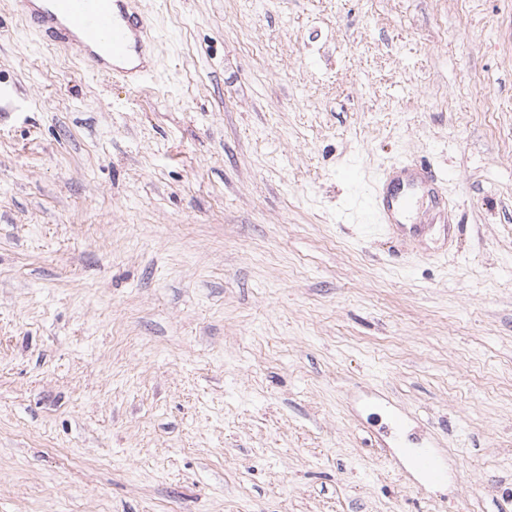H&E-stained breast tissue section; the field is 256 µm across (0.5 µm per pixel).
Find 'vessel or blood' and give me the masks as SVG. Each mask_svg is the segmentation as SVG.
<instances>
[{"label":"vessel or blood","mask_w":512,"mask_h":512,"mask_svg":"<svg viewBox=\"0 0 512 512\" xmlns=\"http://www.w3.org/2000/svg\"><path fill=\"white\" fill-rule=\"evenodd\" d=\"M31 0H13L17 13L29 14V26L41 39L63 45L80 57L93 72L130 83L132 89L147 84L153 71L132 64V56H144L153 41L151 25L144 15L130 12L123 0H49L46 9L30 10ZM444 172L430 162H393L378 173L366 204L369 223L379 225L389 237L419 241L423 225L407 223L421 193L442 196ZM416 469L430 484L447 481L442 457L429 448L413 449Z\"/></svg>","instance_id":"b4317fda"}]
</instances>
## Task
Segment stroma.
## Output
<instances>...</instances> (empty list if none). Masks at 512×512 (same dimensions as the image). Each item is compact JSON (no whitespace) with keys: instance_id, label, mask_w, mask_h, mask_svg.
Returning a JSON list of instances; mask_svg holds the SVG:
<instances>
[{"instance_id":"35a3bbf8","label":"stroma","mask_w":512,"mask_h":512,"mask_svg":"<svg viewBox=\"0 0 512 512\" xmlns=\"http://www.w3.org/2000/svg\"><path fill=\"white\" fill-rule=\"evenodd\" d=\"M138 3L133 92L0 0V512H512V0ZM446 179L440 168L427 161L420 165L395 161L384 166L366 204L368 222L378 224L388 237L419 241L425 224H403L401 219L411 214L422 192L442 197ZM414 457L416 469L423 480L430 484L447 481L448 470L442 457L431 448H407Z\"/></svg>"}]
</instances>
